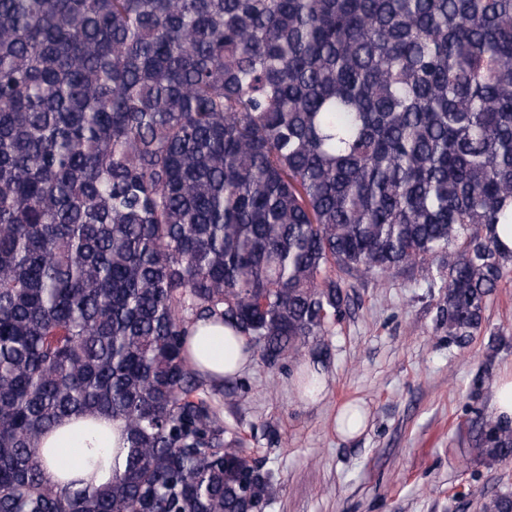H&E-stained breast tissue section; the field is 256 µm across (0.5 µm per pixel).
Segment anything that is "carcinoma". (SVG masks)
<instances>
[{"instance_id":"1","label":"carcinoma","mask_w":512,"mask_h":512,"mask_svg":"<svg viewBox=\"0 0 512 512\" xmlns=\"http://www.w3.org/2000/svg\"><path fill=\"white\" fill-rule=\"evenodd\" d=\"M497 224L512 0H0V512H263L188 328L302 369L353 281L421 269L465 349ZM72 415L122 423L104 486L43 478ZM468 434L512 459V424Z\"/></svg>"}]
</instances>
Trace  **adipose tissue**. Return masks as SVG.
Wrapping results in <instances>:
<instances>
[{"label": "adipose tissue", "mask_w": 512, "mask_h": 512, "mask_svg": "<svg viewBox=\"0 0 512 512\" xmlns=\"http://www.w3.org/2000/svg\"><path fill=\"white\" fill-rule=\"evenodd\" d=\"M243 337L233 335L222 325L198 322L190 329L187 338L189 357L197 367L215 378H232L244 370L251 360L245 350ZM98 432L90 433L83 420L71 418L58 426L46 440L47 460L43 466L45 481L54 484L60 477L61 468H68L70 478L94 480L95 484L107 483L112 477L111 467L97 472L85 468L89 449L112 448L122 445L119 423L103 418Z\"/></svg>", "instance_id": "1"}]
</instances>
